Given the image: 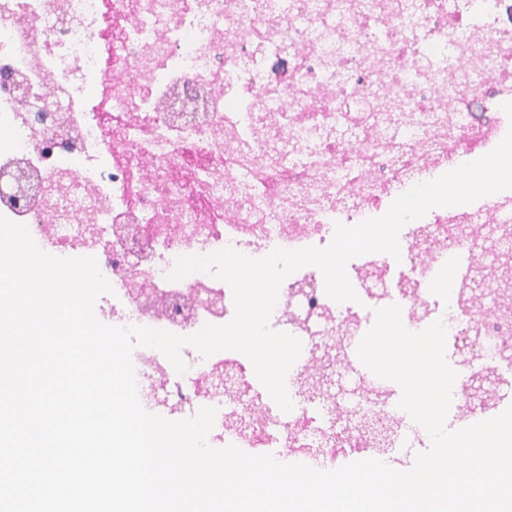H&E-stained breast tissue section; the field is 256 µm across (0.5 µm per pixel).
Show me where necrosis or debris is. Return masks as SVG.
<instances>
[{
  "mask_svg": "<svg viewBox=\"0 0 512 512\" xmlns=\"http://www.w3.org/2000/svg\"><path fill=\"white\" fill-rule=\"evenodd\" d=\"M410 5L423 15L420 29L404 22ZM480 12L489 20L477 42H459ZM491 12V0H0V169L23 159L43 180L69 177L57 210L0 204V215L27 225L53 256L96 258L113 288L96 304L104 324L178 335L224 324L234 314L230 286L204 273L170 279L178 257L226 246L251 258L327 246L336 224L381 216L413 185L500 143L512 128L502 109L512 87V24ZM455 43L462 58L478 49L491 57L466 84L446 77L459 67L448 59ZM374 50L376 72L368 66ZM283 53L292 61L288 79L271 81L267 61ZM380 91L405 113L382 111ZM473 99L486 104L483 123L466 111ZM500 222H512V189L408 222L399 233L406 269L393 292L370 295L365 309L329 298L317 267L286 277L270 326L302 343L289 377L291 411L244 431L228 426L230 412L263 395L250 390L228 405L206 385L217 368L243 367L239 352L205 357L190 346L181 350V375L159 351L134 348L143 408L180 420L212 406V447L254 455L284 448L312 467L336 464L356 444L334 404L310 413L297 402L314 349L302 318L329 313L333 338L355 347L373 310L396 304L411 328L440 320L455 340L478 336L479 363L500 367L512 317L473 322L459 306L465 277ZM123 224L145 229L140 263L117 233ZM136 280L160 295L218 294L224 314H153L132 293ZM357 416L399 423L398 447L429 440L404 429L393 389L361 402Z\"/></svg>",
  "mask_w": 512,
  "mask_h": 512,
  "instance_id": "4bbe7bcc",
  "label": "necrosis or debris"
}]
</instances>
